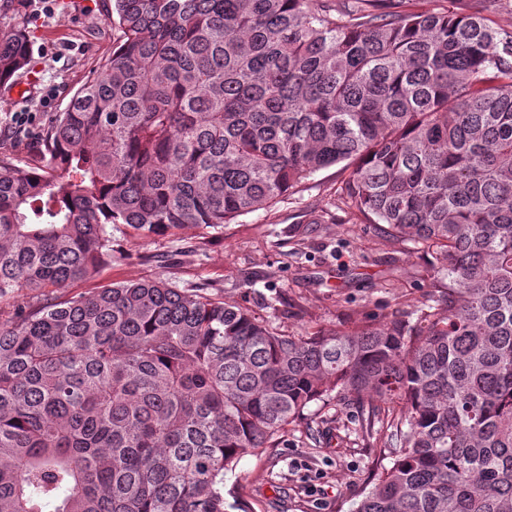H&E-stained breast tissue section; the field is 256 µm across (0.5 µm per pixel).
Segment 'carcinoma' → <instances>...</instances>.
I'll return each mask as SVG.
<instances>
[{
    "label": "carcinoma",
    "mask_w": 512,
    "mask_h": 512,
    "mask_svg": "<svg viewBox=\"0 0 512 512\" xmlns=\"http://www.w3.org/2000/svg\"><path fill=\"white\" fill-rule=\"evenodd\" d=\"M121 35L24 165L0 159V300L137 239L221 233L317 171L431 252L443 295L289 336L161 278L0 321V512H239L224 474L313 404L390 466L352 512H512V31L352 0H108ZM0 0V83L29 61Z\"/></svg>",
    "instance_id": "1"
}]
</instances>
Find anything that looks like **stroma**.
<instances>
[{
    "label": "stroma",
    "mask_w": 512,
    "mask_h": 512,
    "mask_svg": "<svg viewBox=\"0 0 512 512\" xmlns=\"http://www.w3.org/2000/svg\"><path fill=\"white\" fill-rule=\"evenodd\" d=\"M31 61L18 79L24 94L0 93V158L29 157L42 132L74 92L112 55L118 32L101 0L80 11L66 0H24ZM58 96L45 101L48 88ZM37 116L33 130L13 120ZM340 167L320 170L268 210L238 217L218 235L191 229L136 240L112 228L113 255L93 277L60 290L63 298L128 280L160 277L177 288H200L253 311L291 336L344 328L351 316L376 318L404 309L445 286L432 255L377 233L339 203ZM388 451L355 433L348 409L309 412L275 447L243 458L224 476V497L249 512H351L370 488Z\"/></svg>",
    "instance_id": "obj_1"
}]
</instances>
